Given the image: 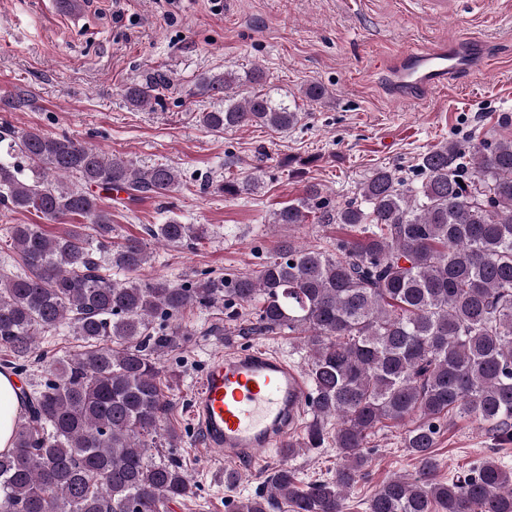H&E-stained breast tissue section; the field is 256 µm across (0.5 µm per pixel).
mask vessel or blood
I'll use <instances>...</instances> for the list:
<instances>
[{"label": "vessel or blood", "mask_w": 512, "mask_h": 512, "mask_svg": "<svg viewBox=\"0 0 512 512\" xmlns=\"http://www.w3.org/2000/svg\"><path fill=\"white\" fill-rule=\"evenodd\" d=\"M475 68L459 45L423 46L400 54L391 65L389 91L406 101L457 84ZM309 390L302 372L263 350L214 356L194 395L193 418L209 450L231 460L258 457L286 447L305 408Z\"/></svg>", "instance_id": "obj_1"}]
</instances>
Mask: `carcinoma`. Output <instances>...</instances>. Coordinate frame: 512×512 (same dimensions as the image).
Masks as SVG:
<instances>
[{
  "mask_svg": "<svg viewBox=\"0 0 512 512\" xmlns=\"http://www.w3.org/2000/svg\"><path fill=\"white\" fill-rule=\"evenodd\" d=\"M232 70L205 77L198 92L218 102L197 122L215 133L259 126L286 132L296 107L271 93L239 100ZM161 76L133 82L126 102L158 100ZM0 205L49 221L81 217L49 236L38 224H13L16 269L0 268V351L16 372L40 361L38 337L60 328L82 351L44 367V379L21 389L25 419L13 448L0 453V512H169L188 496L178 439L167 424L177 383L161 354L189 340L186 310L254 306L247 332L288 330L306 351L309 383L304 448L336 447L333 476L298 486L279 464L266 488L229 512H344L368 473L364 448L375 430L401 429L418 462L412 477L377 487L369 512H512V470L483 456L468 473L441 481L433 448L439 424L481 423L497 444L512 443V140L450 139L420 154L410 180L381 167L356 197L334 204L317 184L277 209L273 224H342L359 236L336 252L282 243L258 275L228 273L196 282H145L143 242L114 241L112 212L86 190H119L130 199L166 198L186 188L167 163L136 164L68 136L6 130ZM258 178L218 179L227 196L251 194ZM147 234L167 245L206 237L200 224L174 217ZM111 269L113 278L102 274Z\"/></svg>",
  "mask_w": 512,
  "mask_h": 512,
  "instance_id": "carcinoma-1",
  "label": "carcinoma"
}]
</instances>
